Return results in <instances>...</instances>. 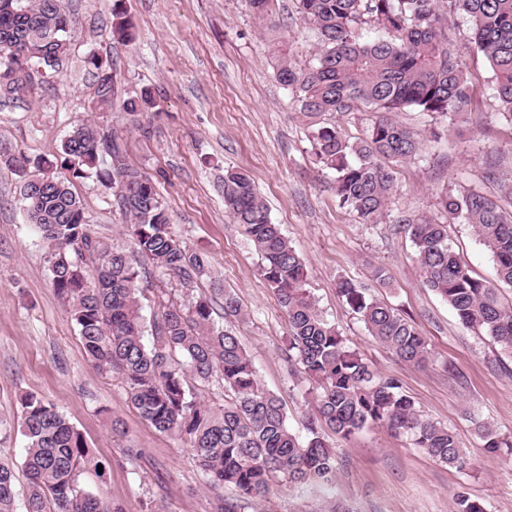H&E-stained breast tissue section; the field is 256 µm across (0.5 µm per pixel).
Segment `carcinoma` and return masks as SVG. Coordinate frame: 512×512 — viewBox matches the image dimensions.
I'll use <instances>...</instances> for the list:
<instances>
[{"label":"carcinoma","instance_id":"carcinoma-1","mask_svg":"<svg viewBox=\"0 0 512 512\" xmlns=\"http://www.w3.org/2000/svg\"><path fill=\"white\" fill-rule=\"evenodd\" d=\"M14 12L0 11V87L8 94L33 84L12 67L11 40H24L55 68L68 51L69 16L64 0H12ZM296 13L312 25L320 47L313 62L296 68L284 58L277 79L292 94L309 130L315 156L335 170L339 204L364 224H380L394 190V166L424 150L425 139L396 119L408 110L437 114L453 125L471 104L473 83L460 60L464 46L474 47L490 64V88L499 113L512 125V0H296ZM462 15L466 32H448L446 14ZM369 24L383 37L366 38ZM112 36L135 40L134 25L120 8L112 11ZM94 97L102 106L114 99L109 67L99 57ZM156 107L144 90L122 102L136 118ZM372 112L364 138L352 142L327 114ZM112 167L103 168L104 156ZM60 166L79 179L96 177L113 191L128 218L127 248L110 247L92 237L79 196L69 179L43 173L41 201L27 211L47 248L57 296L74 322L90 363L117 373L131 405L155 430L189 445L205 483L214 490L232 487L246 500L261 501L280 477L294 486L327 483L336 467L322 430L347 439L369 427H385L413 437L433 459L462 468L466 460L455 433L421 418L412 399L392 378H378L348 340L317 311L305 289L302 258L272 222L249 176L224 173V208L241 224L262 258L261 274L288 317L284 355L290 367L313 384L318 416L299 438L288 427L280 397L261 385L254 363L238 336L214 323V300L191 305L158 296L145 341L141 298L152 271L176 278L185 289L202 277L205 257L176 238L152 180L129 167L113 134L89 123L62 146ZM504 207L478 191L444 195L446 220L420 216L408 221L417 261L427 288L454 310L466 327L489 336L512 353V303L501 286L512 287V176L489 167ZM472 225L491 252L496 282L473 277L448 243V222ZM338 292L369 334L405 362L426 360L427 342L398 309L368 296L350 279ZM219 307L237 317L242 306L226 290ZM218 383L224 403L210 405L201 388ZM21 428L27 444L22 462L26 477L17 489L14 464L0 461V512H122L103 494L83 489L79 471L98 469L84 436L54 406L28 393L20 400ZM455 512H486L462 493Z\"/></svg>","mask_w":512,"mask_h":512}]
</instances>
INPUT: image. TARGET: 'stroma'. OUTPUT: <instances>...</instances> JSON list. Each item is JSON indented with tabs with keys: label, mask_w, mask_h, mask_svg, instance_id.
<instances>
[{
	"label": "stroma",
	"mask_w": 512,
	"mask_h": 512,
	"mask_svg": "<svg viewBox=\"0 0 512 512\" xmlns=\"http://www.w3.org/2000/svg\"><path fill=\"white\" fill-rule=\"evenodd\" d=\"M132 18L137 40L112 37L114 5ZM69 51L60 67L46 69L17 95L0 94V459L21 464L20 398L36 393L57 407L83 434L105 466L80 472L81 487L104 493L124 512H214L192 451L178 437L155 431L129 403L117 374L89 363L78 331L51 283L45 247L26 215L22 185L40 159L56 160L72 128L97 123L119 136L125 161L152 178L172 233L203 253L208 271L196 295L232 291L244 315L227 323L247 349L261 384L277 393L290 430L307 436L318 407L308 380L288 368L281 349L288 321L263 279L260 257L243 227L224 210L221 181L228 167L245 170L270 217L301 255L306 289L322 317L335 324L378 376L396 379L423 418L448 426L467 464L456 469L416 448L405 435L369 428L350 439L327 434L336 452L328 485L275 484L262 501L244 502L225 489L235 512H453L457 493L483 502L486 512H512V459L485 453L476 422L512 440V354L468 329L453 309L423 285L407 218L438 216L441 193L476 190L495 198L497 183L485 171L496 164L512 174V126L501 121L487 84L484 55L461 56L475 83L462 132L441 117L399 113V120L428 137L423 156L395 168L394 191L382 223L364 224L341 208L333 170L317 163L305 125L288 90L277 81L276 58L289 54L305 66L317 39L295 13L294 0H275L259 20L246 0H66ZM97 53L110 66L111 108L94 100V77L85 64ZM150 90L155 112L135 124L121 103ZM24 155L19 170L5 164ZM90 233L114 247L127 244L126 218L111 190L96 179H77ZM448 239L473 275L495 278V262L473 228L448 226ZM388 269L382 287L373 266ZM348 278L367 294L411 319L428 342V359H399L369 336L337 290ZM120 422L124 438L113 439Z\"/></svg>",
	"instance_id": "obj_1"
}]
</instances>
